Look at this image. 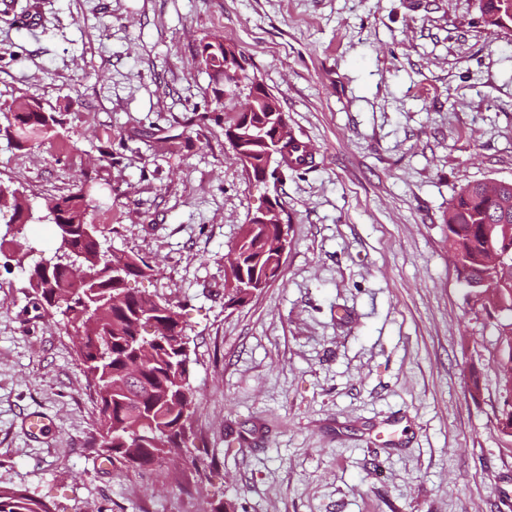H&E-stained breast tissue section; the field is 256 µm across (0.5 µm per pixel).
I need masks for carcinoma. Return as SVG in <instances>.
I'll return each mask as SVG.
<instances>
[{
    "mask_svg": "<svg viewBox=\"0 0 512 512\" xmlns=\"http://www.w3.org/2000/svg\"><path fill=\"white\" fill-rule=\"evenodd\" d=\"M485 23L501 31H512V0H479ZM197 53L209 76V86L216 114L204 112L199 120L224 122V134L234 124L236 116L224 113L220 83L224 80V61L228 60L241 72L239 80H250L247 69L236 60L238 49H224V37L213 36L200 42ZM252 129L244 141V150L257 182L265 176L284 183L288 175L300 167L288 162V154L299 149L291 137L281 144L279 161L266 171L268 149L265 133L273 122L287 124L278 99L273 94L255 101ZM12 138L19 146L28 143L24 131L15 127L20 121L27 130L38 129L37 143L54 137L61 119L46 111L35 101L24 102L6 113ZM85 181L73 190L45 199V220L50 224H84L90 207ZM8 209V223H29L31 213L22 194L0 187V218ZM448 242L459 261L457 277L467 290L486 294L484 313L493 321L497 340L505 344L497 359L501 407L512 410V345L502 329L512 328V288H498L497 272L487 262L490 248L505 255L512 264V182L502 189V196L487 193V184L469 183L461 187L448 203ZM283 231L281 224L241 226L233 249L237 251L240 268L231 271L224 283V299L229 306L244 304L243 295L253 289L260 291L277 281L282 268L276 258V242ZM77 260L84 270L97 275V292L104 296L89 300L84 289L77 287L68 269L57 270L51 283L33 289L36 304L47 313H58L75 338L76 354L84 372L92 382L99 408V437L103 452L112 457V464L146 470L171 454L186 447L194 413V394L190 384L189 362L182 357L177 337L166 334L165 303L153 296L127 288V283L112 279L109 264H122L130 269L127 279L150 275L153 267L136 255L108 253L99 239L75 234L73 241ZM149 313L158 324L150 334L153 352L142 360L143 370L138 379H128L126 368L136 358L132 345L144 337ZM0 512H52L47 502L17 487L0 486Z\"/></svg>",
    "mask_w": 512,
    "mask_h": 512,
    "instance_id": "obj_1",
    "label": "carcinoma"
}]
</instances>
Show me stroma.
I'll use <instances>...</instances> for the list:
<instances>
[{
	"mask_svg": "<svg viewBox=\"0 0 512 512\" xmlns=\"http://www.w3.org/2000/svg\"><path fill=\"white\" fill-rule=\"evenodd\" d=\"M215 35L312 153L282 186L196 118ZM32 99L62 126L20 148L4 115ZM86 175L88 223L154 266L131 286L189 337L188 446L146 471L102 460L72 337L18 265L55 251L44 200ZM488 179L512 181V36L479 0H0V185L34 216L0 223V485L57 512H512L497 331L446 224L454 191ZM274 194L283 276L225 308L224 256ZM33 411L50 418L38 437ZM392 418L394 444L377 441Z\"/></svg>",
	"mask_w": 512,
	"mask_h": 512,
	"instance_id": "obj_1",
	"label": "stroma"
}]
</instances>
